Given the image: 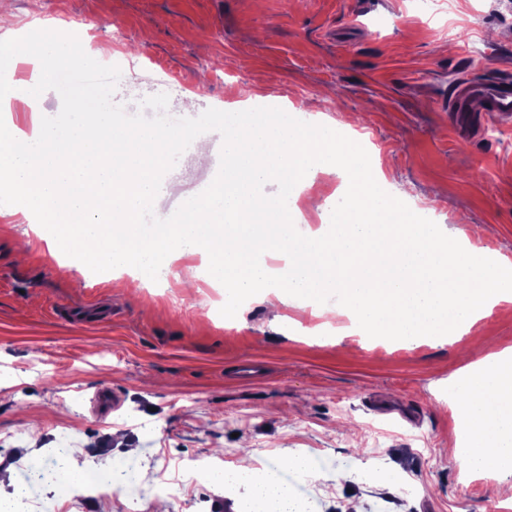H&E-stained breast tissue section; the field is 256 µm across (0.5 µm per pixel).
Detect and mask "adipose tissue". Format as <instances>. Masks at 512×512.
Listing matches in <instances>:
<instances>
[{
  "label": "adipose tissue",
  "mask_w": 512,
  "mask_h": 512,
  "mask_svg": "<svg viewBox=\"0 0 512 512\" xmlns=\"http://www.w3.org/2000/svg\"><path fill=\"white\" fill-rule=\"evenodd\" d=\"M56 51L77 66L93 62L77 45L7 38L0 41V70ZM72 110L63 130L0 126V195L13 212L39 216L49 242L91 255L103 274L163 279L177 256L203 253L210 280L224 285L225 309L257 297L302 316L335 294L367 335L403 344L469 335L500 301L512 300V273L449 243L442 225L418 222L377 182L325 200L305 197L318 174L364 167L357 146L338 142L337 124L240 109L224 134L222 178L179 223L147 234L139 222L143 204L156 200L158 176L172 157L195 143L194 129L142 125L125 132L84 102ZM266 181L284 185V193L260 191ZM301 198L309 208L335 210L334 225L298 234L292 214ZM273 253L282 254L283 266L267 264ZM455 396L471 439L481 444L463 452L466 467L512 486V353L485 355L458 380ZM212 478L224 491L248 485L272 512L294 508L287 488L257 477L250 462Z\"/></svg>",
  "instance_id": "obj_1"
}]
</instances>
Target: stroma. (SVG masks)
<instances>
[{
  "label": "stroma",
  "instance_id": "35a3bbf8",
  "mask_svg": "<svg viewBox=\"0 0 512 512\" xmlns=\"http://www.w3.org/2000/svg\"><path fill=\"white\" fill-rule=\"evenodd\" d=\"M10 25L38 40L97 56L85 68L50 54L18 63L7 90L51 92L34 112L0 119L24 131L33 113L66 127L68 102L88 99L113 122L194 120L216 141L240 96L258 110L292 103L359 115L402 205L431 204L432 223L473 252L512 261V123L475 114L457 129L448 93L460 79L512 81V0H436L433 18L415 0H10ZM90 278L91 256L35 235L29 218L0 216V501L45 464L58 431H77L103 473L132 468L139 481L172 486L192 460L237 465L250 451L305 512H500L512 489L464 477L454 455L458 408L450 391L465 340L376 343L340 320H275L266 304L224 313V291L180 277ZM484 352L512 349V301L472 328ZM261 364L241 381L239 362ZM313 469L290 468L292 455ZM344 470L347 479H330ZM159 495L142 512H237L246 487L209 480Z\"/></svg>",
  "mask_w": 512,
  "mask_h": 512
}]
</instances>
